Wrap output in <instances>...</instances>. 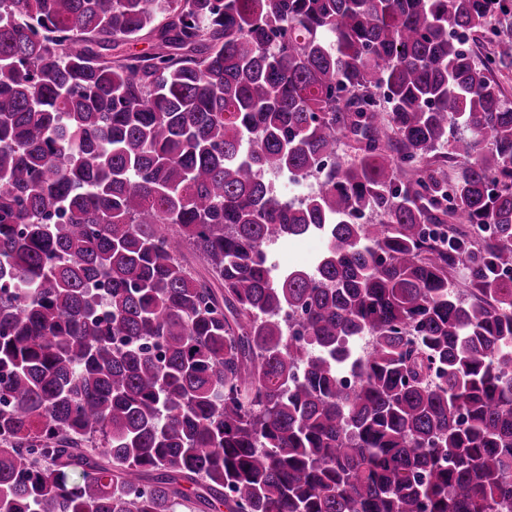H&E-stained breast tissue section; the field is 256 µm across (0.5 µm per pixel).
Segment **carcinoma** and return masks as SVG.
Returning <instances> with one entry per match:
<instances>
[{
  "instance_id": "cac0c4a2",
  "label": "carcinoma",
  "mask_w": 512,
  "mask_h": 512,
  "mask_svg": "<svg viewBox=\"0 0 512 512\" xmlns=\"http://www.w3.org/2000/svg\"><path fill=\"white\" fill-rule=\"evenodd\" d=\"M505 2L0 0V512H512ZM284 243H275L269 246L272 262L277 272L288 271V269L313 270L317 259L326 248L325 239L316 234H309L296 240L288 242V246H299L295 251L287 250Z\"/></svg>"
}]
</instances>
